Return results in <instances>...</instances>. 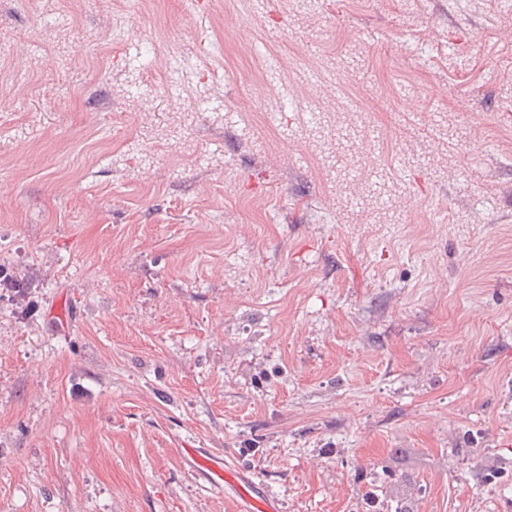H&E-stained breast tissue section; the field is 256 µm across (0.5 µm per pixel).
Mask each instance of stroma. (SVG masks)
<instances>
[{
  "mask_svg": "<svg viewBox=\"0 0 512 512\" xmlns=\"http://www.w3.org/2000/svg\"><path fill=\"white\" fill-rule=\"evenodd\" d=\"M0 269V512H512V0H0ZM182 455L191 466L202 471L206 475L207 482L215 487L232 485L237 488L241 497L249 504L246 512H276L277 509L270 500L256 492V484L244 474V471L237 468L234 463H229L222 458H213L196 450V448L182 449Z\"/></svg>",
  "mask_w": 512,
  "mask_h": 512,
  "instance_id": "stroma-1",
  "label": "stroma"
}]
</instances>
